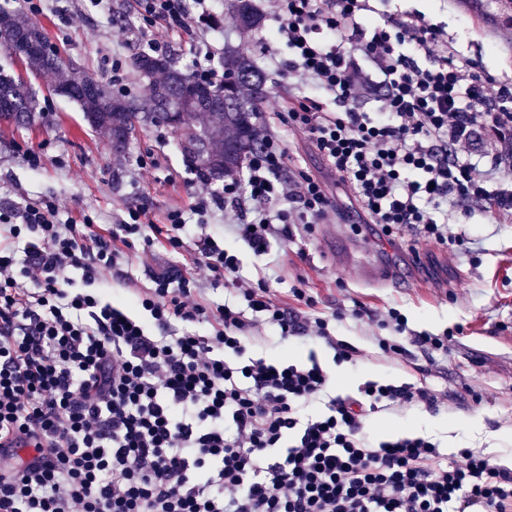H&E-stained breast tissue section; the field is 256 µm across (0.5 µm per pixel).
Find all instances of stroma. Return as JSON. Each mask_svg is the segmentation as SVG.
Wrapping results in <instances>:
<instances>
[{
  "instance_id": "35a3bbf8",
  "label": "stroma",
  "mask_w": 512,
  "mask_h": 512,
  "mask_svg": "<svg viewBox=\"0 0 512 512\" xmlns=\"http://www.w3.org/2000/svg\"><path fill=\"white\" fill-rule=\"evenodd\" d=\"M253 3L264 20L260 28L243 33L235 15L225 10L224 0H211L212 10L224 17L225 31L208 34L202 42L173 31L169 40L175 56L191 69L206 64L208 51L223 52L228 44L252 56L265 76L266 90L255 125L280 135L291 165L323 175L339 208L349 209L347 187L328 172L312 145L280 120L288 98L302 87L271 64L264 49L271 26L265 17L267 4ZM371 4L380 14L422 12L444 28L464 58L486 67L496 83L512 84V26L486 19L469 0H371ZM36 20L66 69L104 84L112 75L113 48L123 47L128 58L136 53L128 45L138 26L135 0H112L107 14L91 0H47ZM0 70L31 84L41 109L27 127L0 122V204L53 195L73 218L88 211L100 225L115 222L143 195L149 199L148 217L156 224L164 222L170 209L188 207L198 174L184 161L171 128L145 126L124 156H114L108 135L91 129L82 106L59 94L56 73L31 74L1 49ZM29 148L42 151L39 168L28 165ZM146 155L153 157L154 164L143 170L137 160ZM187 222L190 241L207 236L223 241L225 249L239 257L240 276L264 277L281 305L295 307L293 287L308 289L317 311L329 317L332 335L360 352L354 361L339 363L322 340L300 335L284 341L277 329L267 327L251 348L252 357L283 361L292 354L303 362L316 355L331 377L339 370L350 376L344 385L329 382L334 394L356 393L368 380L427 386L445 397L438 410L415 405L381 411L369 421L370 434L378 439L424 435L437 442L444 454L469 448L512 467V214L477 211L450 219L449 236L465 241L460 250L411 233L392 246L372 237L369 229L357 233L340 223L318 224L309 233L294 227L291 237L273 240L264 256L255 255L222 216L202 224L191 214ZM371 264L389 267L392 284L365 282L360 272ZM128 273L141 288L150 287L156 275L175 279L192 275L207 300L220 304L234 296L232 285L213 283L196 270L192 253L176 254L160 245L147 263L130 264ZM360 307L367 310V317H353V310ZM390 308L401 311L412 332L447 336V352L416 348L404 359L384 354L378 340L391 338L392 332L378 327L370 316Z\"/></svg>"
}]
</instances>
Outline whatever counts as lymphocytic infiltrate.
<instances>
[{
    "mask_svg": "<svg viewBox=\"0 0 512 512\" xmlns=\"http://www.w3.org/2000/svg\"><path fill=\"white\" fill-rule=\"evenodd\" d=\"M270 2L272 38L288 50L282 71L314 87L289 98L288 125L346 182L361 223L444 244L456 212L512 213V187L489 180L512 165L511 86L487 96L491 75L424 15L370 22L369 0ZM137 14L161 52L171 45L156 30L204 35L217 22L207 0H137ZM369 96L377 112L358 111ZM191 199L165 224L147 223L141 203L105 228L88 214L66 219L52 196L0 207V512H512L511 467L469 449L448 460L422 436L367 434L369 418L391 406L438 407L428 388L368 381L303 417L328 377L314 360L248 356L263 325L284 340L322 339L339 362L357 350L326 318L276 303L265 280L238 277L216 239L193 246L194 263L213 282L231 279L252 317L210 307L191 277L135 289L146 321L93 292L106 269L130 284L127 264L157 242L190 247L189 211L223 214L258 255L292 225L339 213L324 179L291 167L267 131L240 176L219 189L200 182ZM76 273L86 291H74ZM202 323L210 334L192 333ZM380 323L396 334L380 340L383 351L448 349L444 337L401 341L397 309Z\"/></svg>",
    "mask_w": 512,
    "mask_h": 512,
    "instance_id": "lymphocytic-infiltrate-1",
    "label": "lymphocytic infiltrate"
}]
</instances>
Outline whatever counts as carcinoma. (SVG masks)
I'll list each match as a JSON object with an SVG mask.
<instances>
[{
    "mask_svg": "<svg viewBox=\"0 0 512 512\" xmlns=\"http://www.w3.org/2000/svg\"><path fill=\"white\" fill-rule=\"evenodd\" d=\"M486 1L495 5L491 12L495 21L512 25V0H472L477 9L483 8ZM231 8L242 29L260 24L250 0H232ZM0 47L21 59L33 73L53 69L61 74L58 91L84 107V117L91 128L111 138L142 125L164 122L166 108H174L187 88L203 95L228 91L232 105L214 107L203 100L194 111L179 113L181 127L174 129L181 153L201 175L212 180L237 175L247 153L258 145L251 118L260 111L265 98L264 80L251 58L239 49L224 48V85L215 89L184 73L170 56L141 52L133 58L132 67L149 80V95L134 99L104 86L98 94L73 95L71 90L82 87L92 77L63 71L41 27L21 13L0 8ZM36 117L37 104L31 88L10 75L0 74V122L25 126ZM198 143L204 147L202 155L196 151Z\"/></svg>",
    "mask_w": 512,
    "mask_h": 512,
    "instance_id": "obj_1",
    "label": "carcinoma"
}]
</instances>
